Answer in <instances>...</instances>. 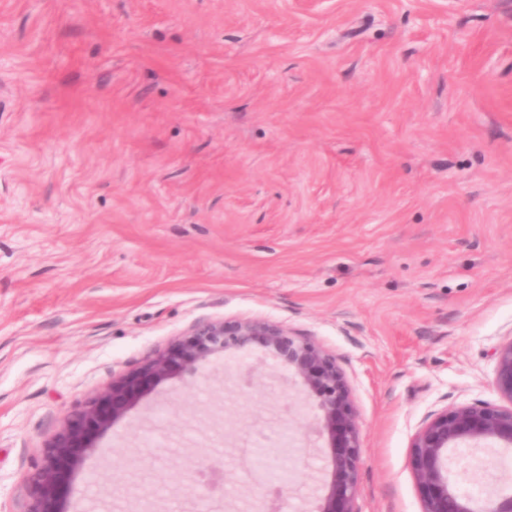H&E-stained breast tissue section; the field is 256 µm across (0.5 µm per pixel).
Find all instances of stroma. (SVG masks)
Returning a JSON list of instances; mask_svg holds the SVG:
<instances>
[{
	"instance_id": "35a3bbf8",
	"label": "stroma",
	"mask_w": 512,
	"mask_h": 512,
	"mask_svg": "<svg viewBox=\"0 0 512 512\" xmlns=\"http://www.w3.org/2000/svg\"><path fill=\"white\" fill-rule=\"evenodd\" d=\"M267 318L345 372L355 512H421L412 438L492 388L512 338V0H0V512L62 418L203 321ZM288 456L290 492L247 473ZM301 512L313 400L261 348L175 379L97 441L65 512L160 452V512ZM462 486L512 481L472 451Z\"/></svg>"
}]
</instances>
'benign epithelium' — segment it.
I'll use <instances>...</instances> for the list:
<instances>
[{"label":"benign epithelium","instance_id":"obj_1","mask_svg":"<svg viewBox=\"0 0 512 512\" xmlns=\"http://www.w3.org/2000/svg\"><path fill=\"white\" fill-rule=\"evenodd\" d=\"M262 348L288 377L315 400L316 430L326 438L332 470L315 512H354L362 437L345 372L336 358L303 340L285 326L255 318L199 322L138 369L112 381L64 417L44 447V458L29 475L22 512H64L61 505L73 491L72 476L88 452L130 409L158 386L195 374L219 356ZM492 387L509 406L484 402L446 407L432 414L414 434L409 458L418 488L421 512H512V487L486 497L461 490L451 472L468 469L463 448L484 445L512 452V338L495 352ZM221 458L207 457L204 486L209 494L221 488Z\"/></svg>","mask_w":512,"mask_h":512}]
</instances>
